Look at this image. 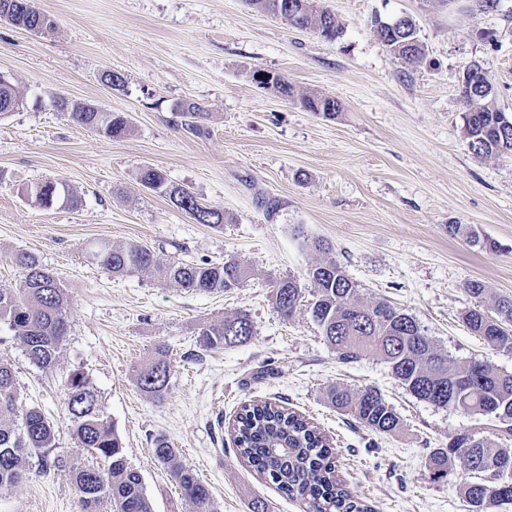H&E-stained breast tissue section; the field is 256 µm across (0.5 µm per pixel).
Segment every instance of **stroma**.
<instances>
[{
  "mask_svg": "<svg viewBox=\"0 0 512 512\" xmlns=\"http://www.w3.org/2000/svg\"><path fill=\"white\" fill-rule=\"evenodd\" d=\"M344 28L331 42L299 31L247 0H35L54 22L33 34L0 21V72L27 98L0 115V288L19 289L17 251L35 253L65 290L68 334L53 371L30 363L20 338L0 325V358L12 366L23 405L56 426V451L83 455L70 430L64 382L86 373L142 476L153 512L189 506L153 455L165 437L205 483L221 512H304L240 457L232 425L243 404L269 401L305 416L336 444L337 474L373 512H469L461 475L432 480L428 456L461 430L491 420L416 399L380 358L344 363L307 308L310 267L332 258L361 302L385 299L410 314L449 359L512 373V350L471 333L465 314H494L512 298V155L479 159L463 137L461 81L486 68L496 104L512 119V0L486 10L477 0H320ZM412 16L423 62L396 58L372 21ZM115 70L125 86L104 83ZM258 71L287 78L294 96L263 88ZM336 99L334 117L304 111L300 96ZM125 115L129 131L106 138L71 123L55 98ZM191 101L205 135L175 112ZM223 210L217 230L196 223L136 180L139 167ZM81 197L78 208H43L30 198L44 181ZM276 204L268 210L266 201ZM469 225L468 241L449 234ZM323 239L330 253L309 242ZM143 244L160 263L233 258L249 267L243 287L189 292L158 271L114 276L89 244ZM294 277L304 303L282 319L271 302L276 279ZM477 280L481 298L465 289ZM248 311L256 334L244 345L204 349L199 329ZM163 351L168 392L156 400L136 371ZM378 388L402 426L374 433L333 408L326 390ZM29 479L0 490V512H82L67 472L28 462Z\"/></svg>",
  "mask_w": 512,
  "mask_h": 512,
  "instance_id": "obj_1",
  "label": "stroma"
}]
</instances>
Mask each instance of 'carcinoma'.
<instances>
[{
	"label": "carcinoma",
	"instance_id": "carcinoma-1",
	"mask_svg": "<svg viewBox=\"0 0 512 512\" xmlns=\"http://www.w3.org/2000/svg\"><path fill=\"white\" fill-rule=\"evenodd\" d=\"M296 15H282L300 30H314L321 37L336 41L343 28L328 10L314 0ZM379 39L394 54L415 62L425 57L414 21L400 27L374 19ZM462 99L463 134L468 151L476 158L512 154V120L496 107V93L490 80L466 73ZM299 104L308 112L333 116L339 104L331 97L302 96ZM175 111L194 133L202 131L201 108L183 102ZM69 119L108 138H120L129 130L127 118L116 112L102 114L87 109L68 113ZM138 182L146 189L166 195L172 205L199 224L224 227V211L199 202L189 190L168 182L157 167L142 166ZM35 203L52 208L59 202L76 208L78 196L65 186L39 183L30 190ZM89 255L103 269L123 275L158 266L154 250L131 244L114 248L98 243ZM15 265L24 276L19 291L0 288V323L21 338L28 360L38 368L52 370L68 332V306L64 289L39 258L30 251L14 255ZM164 277L192 292L221 294L243 285L250 271L235 259L222 264L172 261L162 269ZM315 285L309 311L322 336L345 363L375 355L387 363L392 375L417 399L436 408L455 407L469 415L492 416L499 425L489 435L478 437L469 430L455 434L448 447L430 452L431 478L440 481L459 471L472 476L460 486L471 512H490L502 503L512 502V373L499 372L483 362L457 365L433 345L416 320L386 301L363 304L358 288L343 267L334 260L321 262L308 270ZM272 304L277 313L289 319L301 299V289L292 278L274 282ZM498 316L491 318L480 308L466 313V325L476 336L497 349L512 350V299L498 301ZM255 335L251 316L239 311L231 317L200 328V345L208 350L243 345ZM171 366L164 357L153 358L137 370L136 385L142 392L161 400L168 391ZM67 408L73 435L80 447L108 467L102 469L82 458L57 455L53 466L68 472L80 494L83 512H153L138 471L128 466L122 442L114 425L104 415L98 390L84 372L69 373L66 382ZM328 401L359 424L376 433H390L401 426V419L374 387L351 391L338 385L326 391ZM234 442L239 454L267 476L288 496L308 504L307 512H371V507L354 498L336 477L335 456L327 439L304 417L271 402L243 406L234 425ZM55 429L37 407L18 404L14 372L0 360V490L20 483L29 476L27 459L46 457L54 449ZM155 458L166 465L189 505L190 512H220L210 489L193 469L177 460L169 441H154ZM505 472L497 483L484 480L489 468Z\"/></svg>",
	"mask_w": 512,
	"mask_h": 512
}]
</instances>
